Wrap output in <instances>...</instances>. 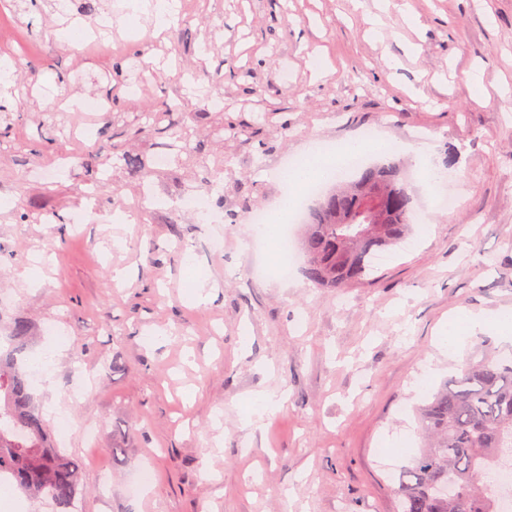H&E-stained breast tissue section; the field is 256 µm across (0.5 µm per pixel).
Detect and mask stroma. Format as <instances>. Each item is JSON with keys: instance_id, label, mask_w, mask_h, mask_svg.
<instances>
[{"instance_id": "1", "label": "stroma", "mask_w": 512, "mask_h": 512, "mask_svg": "<svg viewBox=\"0 0 512 512\" xmlns=\"http://www.w3.org/2000/svg\"><path fill=\"white\" fill-rule=\"evenodd\" d=\"M92 4L0 0L15 62L0 83V315L28 321L29 358L49 359L33 393L48 431L70 419L58 446L82 462L83 512H394L422 444L417 370L435 390L512 356L491 331L457 356L439 346L449 315L512 304V0H177L192 20L160 40L151 13ZM107 87L111 113L75 109ZM169 102L187 124L177 157L145 179L113 163L172 146L131 132ZM368 131L397 146L427 222L358 284L270 274L274 248L246 217L282 199L274 172ZM415 142L451 162L454 209ZM88 154L111 161L110 186L78 225ZM264 393L284 401L250 423Z\"/></svg>"}]
</instances>
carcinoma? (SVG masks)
<instances>
[{"label":"carcinoma","instance_id":"cac0c4a2","mask_svg":"<svg viewBox=\"0 0 512 512\" xmlns=\"http://www.w3.org/2000/svg\"><path fill=\"white\" fill-rule=\"evenodd\" d=\"M172 104L154 124H181ZM414 196L400 162L369 163L315 203L298 242L303 272L320 286L364 280L371 257L405 239L415 224ZM31 339L27 321L9 325L10 348L0 351V476L29 495L48 497L58 512H81V461L60 454L23 371ZM418 420L428 445L413 456L394 488L396 512H500L493 469L512 464V358L470 361L422 406Z\"/></svg>","mask_w":512,"mask_h":512}]
</instances>
